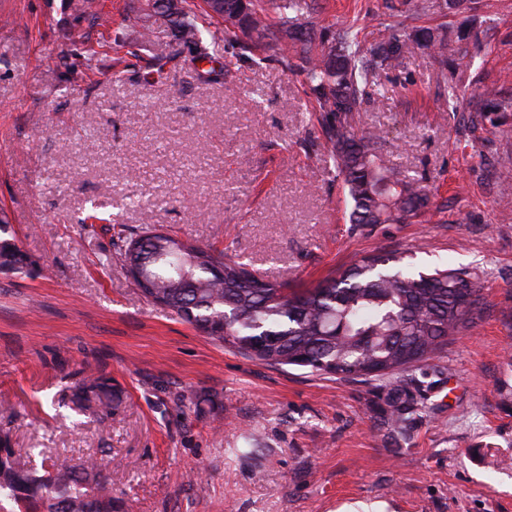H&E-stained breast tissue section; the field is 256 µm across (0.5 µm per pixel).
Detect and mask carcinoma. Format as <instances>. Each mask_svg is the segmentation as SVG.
<instances>
[{
  "label": "carcinoma",
  "mask_w": 512,
  "mask_h": 512,
  "mask_svg": "<svg viewBox=\"0 0 512 512\" xmlns=\"http://www.w3.org/2000/svg\"><path fill=\"white\" fill-rule=\"evenodd\" d=\"M178 18L169 32L207 57L218 47L212 19L242 15V24L224 27L231 37L245 38L247 51H273L289 58L320 113L326 150L350 201L351 224H420L427 220L431 198L422 179L385 166L377 153L379 135L360 130L355 115L375 92L376 71L396 69L421 49L450 57L452 71L473 58L470 15L472 0H442V9L463 16L459 26L419 27L400 33L387 24L370 46L363 45L356 23L317 30L314 0H223L224 13H202L178 0ZM149 0H141L132 17L147 38L157 36ZM278 19L271 30L269 15ZM472 121L512 113V96L481 86L474 90ZM0 219V271L22 272L37 266L16 244ZM141 244L139 260L131 247ZM124 267L146 298L209 336L246 355L263 339L257 359L270 365L307 362L320 374L336 370L346 377L368 376L372 366L391 378L387 403L389 427L401 434L412 428L421 406L404 373L441 352L448 340L481 318L483 302L477 276L436 266L412 270L402 259L375 251L317 285L290 292L261 279L247 264L222 251L183 242L146 226L128 241ZM74 402L108 416L112 386L97 378L75 388ZM0 497L18 512H120L107 477L97 464L80 467L51 462L37 470L21 462L9 434L0 431Z\"/></svg>",
  "instance_id": "cac0c4a2"
}]
</instances>
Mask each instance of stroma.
<instances>
[{
  "instance_id": "35a3bbf8",
  "label": "stroma",
  "mask_w": 512,
  "mask_h": 512,
  "mask_svg": "<svg viewBox=\"0 0 512 512\" xmlns=\"http://www.w3.org/2000/svg\"><path fill=\"white\" fill-rule=\"evenodd\" d=\"M83 3L0 0V213L39 264L0 273V429L16 455L97 459L123 512H512V207L496 202L512 115L470 129L426 50L378 72L357 124L436 207L424 224L356 226L302 75L220 23L204 59L140 41L125 21L138 0H98L108 28ZM352 18L368 42L390 20L385 0H317L319 25ZM477 28L461 85L512 95V0H480ZM148 224L291 289L376 250L475 272L484 312L413 371L427 412L397 447L385 379L274 367L149 302L118 259ZM435 368L441 384H422ZM91 373L120 395L108 417L71 400Z\"/></svg>"
}]
</instances>
